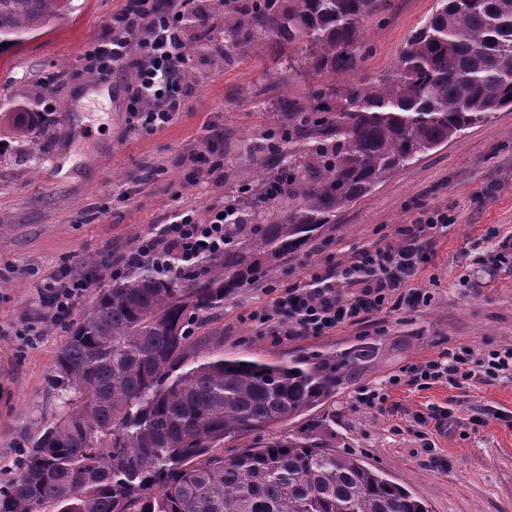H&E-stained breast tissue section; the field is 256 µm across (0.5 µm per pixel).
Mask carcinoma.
Wrapping results in <instances>:
<instances>
[{"mask_svg": "<svg viewBox=\"0 0 512 512\" xmlns=\"http://www.w3.org/2000/svg\"><path fill=\"white\" fill-rule=\"evenodd\" d=\"M224 50L255 39L302 54L317 80L244 148L224 197V253L189 274L134 264L73 323L48 387L61 418L0 486V512H429L407 488L340 453L309 415L379 370L380 341L272 361L224 357L193 336L213 309L291 256L392 171L512 107V0H436L391 73L345 79L363 61L375 0H224ZM71 0H0V55L56 21ZM54 122L12 116L22 152ZM285 438L213 453L228 437L283 423Z\"/></svg>", "mask_w": 512, "mask_h": 512, "instance_id": "obj_1", "label": "carcinoma"}]
</instances>
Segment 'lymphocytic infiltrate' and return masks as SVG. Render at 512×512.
Here are the masks:
<instances>
[{
	"instance_id": "obj_1",
	"label": "lymphocytic infiltrate",
	"mask_w": 512,
	"mask_h": 512,
	"mask_svg": "<svg viewBox=\"0 0 512 512\" xmlns=\"http://www.w3.org/2000/svg\"><path fill=\"white\" fill-rule=\"evenodd\" d=\"M186 2L126 0L113 15L108 35L95 42L87 55L89 70L99 76L132 71L129 117L152 131L172 121L187 94L181 76L186 65L182 29ZM449 222L447 213L423 212L401 229L397 242L357 251L342 271L329 268L314 273L305 286H281L272 304L253 312L251 318L275 336L319 335L359 324L373 312L428 303L430 293L410 287L409 282L430 260L435 229ZM223 249V210H213L203 224L194 212L181 211L139 239L129 257L171 273L192 268ZM479 375L512 380V348L479 357L470 346L460 345L402 367L388 383L424 390L441 381L456 385Z\"/></svg>"
}]
</instances>
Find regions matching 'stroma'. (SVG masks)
Here are the masks:
<instances>
[{
    "mask_svg": "<svg viewBox=\"0 0 512 512\" xmlns=\"http://www.w3.org/2000/svg\"><path fill=\"white\" fill-rule=\"evenodd\" d=\"M435 0H377L365 21L373 51L356 74L389 71L407 36ZM125 0H72V13L0 55V140L16 112L51 107L56 123L40 150L0 149V485L28 437L56 422L60 404L46 377L70 323L112 284V264L176 211L206 221L223 207L229 164L249 162L246 139L279 109L281 50L269 41L223 54L222 0H204L206 22L188 19L185 40L203 43L185 75L182 112L153 132L130 124L132 75L90 88L85 54L103 39ZM455 218L440 228L431 260L412 285L430 305L371 315L321 335L274 336L250 320L270 305L266 283L298 284L315 270L347 264L360 249L395 239L421 211ZM512 239V110L458 141L391 173L338 213L301 251L208 315L198 334L223 340L224 353L270 361L301 350L333 349L360 337L385 348L367 385L387 387L377 408L359 406L349 387L326 406L337 450L363 459L410 490L430 512H512V381L388 387L407 364L465 344L477 354L512 347V267L498 265V240ZM72 271L90 286L58 320L41 290L49 275ZM451 413L449 430L434 412Z\"/></svg>",
    "mask_w": 512,
    "mask_h": 512,
    "instance_id": "1",
    "label": "stroma"
}]
</instances>
